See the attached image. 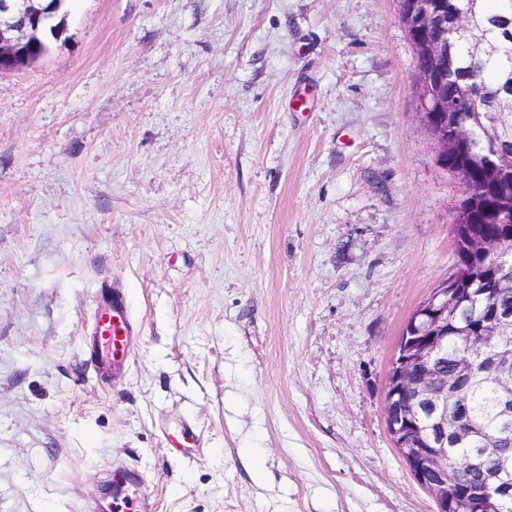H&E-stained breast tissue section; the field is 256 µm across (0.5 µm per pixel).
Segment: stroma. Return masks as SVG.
Segmentation results:
<instances>
[{"label":"stroma","mask_w":512,"mask_h":512,"mask_svg":"<svg viewBox=\"0 0 512 512\" xmlns=\"http://www.w3.org/2000/svg\"><path fill=\"white\" fill-rule=\"evenodd\" d=\"M415 74L397 0H69L0 74V512H92L122 463L155 512H434L384 414L464 191ZM133 334L126 294L113 286L112 299L101 306L94 319L89 366L98 374H112V380L122 379L131 355Z\"/></svg>","instance_id":"obj_1"}]
</instances>
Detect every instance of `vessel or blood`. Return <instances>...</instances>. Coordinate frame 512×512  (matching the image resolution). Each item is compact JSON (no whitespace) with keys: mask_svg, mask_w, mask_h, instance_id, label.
I'll use <instances>...</instances> for the list:
<instances>
[{"mask_svg":"<svg viewBox=\"0 0 512 512\" xmlns=\"http://www.w3.org/2000/svg\"><path fill=\"white\" fill-rule=\"evenodd\" d=\"M133 334L127 297L120 287H113L111 300L101 306L94 319L90 367L96 373L122 379L131 355ZM110 487L112 512H153L154 505L136 469L123 464L113 467Z\"/></svg>","mask_w":512,"mask_h":512,"instance_id":"vessel-or-blood-1","label":"vessel or blood"}]
</instances>
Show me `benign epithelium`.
Wrapping results in <instances>:
<instances>
[{"instance_id":"obj_1","label":"benign epithelium","mask_w":512,"mask_h":512,"mask_svg":"<svg viewBox=\"0 0 512 512\" xmlns=\"http://www.w3.org/2000/svg\"><path fill=\"white\" fill-rule=\"evenodd\" d=\"M399 17L414 37L420 119L431 138L437 159L446 164L448 153L473 141L471 113L479 111L473 87L457 84L448 43L469 33H483L474 10L448 16L445 0H398ZM62 0H0V73L32 64L29 49L57 37L62 23ZM500 273H512V235L483 239ZM469 278L453 277L423 300L407 320L398 338L387 374L385 418L392 442L414 480L433 499L435 512H500L512 501V462L486 468L495 455L491 446L476 454H448V440H465V419L455 411L469 394L471 360L487 359L490 379L503 402L512 399V313L489 306L482 317L484 329L475 335L456 332L457 372L441 370L448 358V319L463 308L471 295Z\"/></svg>"}]
</instances>
